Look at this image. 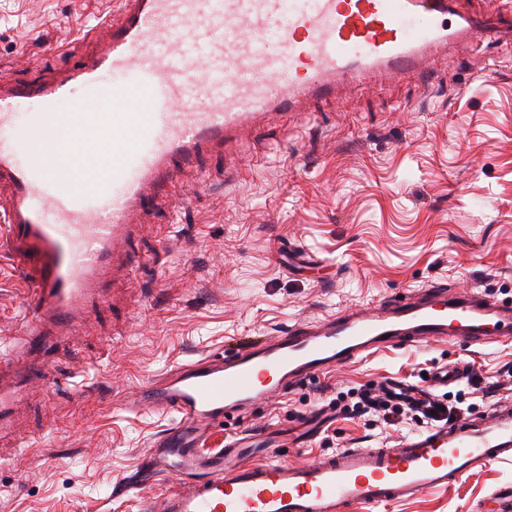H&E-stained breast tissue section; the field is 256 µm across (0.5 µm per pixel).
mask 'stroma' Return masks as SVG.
<instances>
[{
	"mask_svg": "<svg viewBox=\"0 0 512 512\" xmlns=\"http://www.w3.org/2000/svg\"><path fill=\"white\" fill-rule=\"evenodd\" d=\"M123 0H0V83L68 68L80 26L119 18ZM316 127L288 114L202 156L171 197L143 215L131 250L143 264L62 348L52 372L91 385L35 389L17 408L15 446H0V512H146L174 476L142 470L166 417L124 408L126 395L205 352L378 302L447 285L512 301V49L439 59L430 80H390L343 103L312 106ZM237 170L226 184L225 169ZM0 259V340L13 336L23 294ZM466 366L448 384L465 415L512 401V340L430 341L386 348L276 396L200 440L203 452L239 432L333 411L287 462L340 448H390L427 432L407 416L388 425L336 408L337 396L410 386ZM512 464L447 489L358 512H512L499 490Z\"/></svg>",
	"mask_w": 512,
	"mask_h": 512,
	"instance_id": "stroma-1",
	"label": "stroma"
}]
</instances>
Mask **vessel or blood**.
Wrapping results in <instances>:
<instances>
[{
  "label": "vessel or blood",
  "instance_id": "1",
  "mask_svg": "<svg viewBox=\"0 0 512 512\" xmlns=\"http://www.w3.org/2000/svg\"><path fill=\"white\" fill-rule=\"evenodd\" d=\"M94 54L45 79L0 88V253L25 285L20 326L0 357V443L19 403L47 387L56 349L129 253L137 214L183 168L261 118L304 112L379 77H427L448 47H512V0L478 12L462 0H124L118 22L92 27ZM432 339H512V303L443 287L292 325L230 353L182 364L128 407L172 416L148 472L178 484L149 512H352L448 486L512 460V404L402 439L342 448L310 463L272 454L299 432L248 430L202 453V431L385 347Z\"/></svg>",
  "mask_w": 512,
  "mask_h": 512
}]
</instances>
